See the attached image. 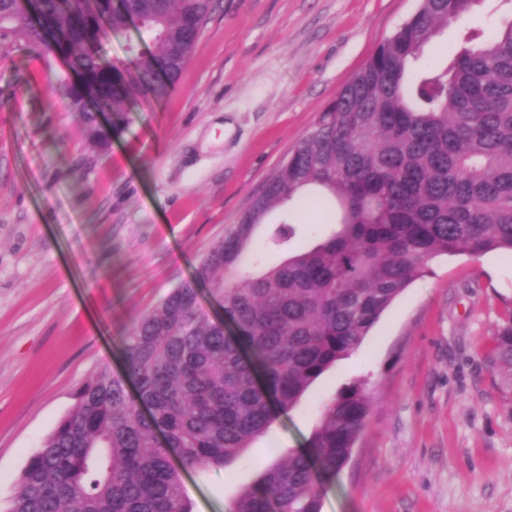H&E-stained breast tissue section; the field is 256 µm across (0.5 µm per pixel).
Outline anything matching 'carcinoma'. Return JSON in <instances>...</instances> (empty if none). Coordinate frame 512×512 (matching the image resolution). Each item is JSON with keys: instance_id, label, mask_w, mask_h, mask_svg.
<instances>
[{"instance_id": "cac0c4a2", "label": "carcinoma", "mask_w": 512, "mask_h": 512, "mask_svg": "<svg viewBox=\"0 0 512 512\" xmlns=\"http://www.w3.org/2000/svg\"><path fill=\"white\" fill-rule=\"evenodd\" d=\"M213 0H0L7 38L60 58V97L95 147L142 95L162 100L187 65ZM477 0H420L319 114L194 279L124 337L127 377L101 369L27 461L11 512H191L182 473L235 460L442 254L512 252V22L462 27L435 64L424 47ZM133 27L127 58L105 42ZM109 115L103 127L96 113ZM334 202L330 234L292 251L302 193ZM284 218L265 223L274 210ZM288 253L259 271L255 246ZM222 314L199 310L200 288ZM512 368V317L495 336ZM373 399L361 383L323 404L303 448L269 466L228 512H321Z\"/></svg>"}]
</instances>
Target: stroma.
<instances>
[{
    "label": "stroma",
    "mask_w": 512,
    "mask_h": 512,
    "mask_svg": "<svg viewBox=\"0 0 512 512\" xmlns=\"http://www.w3.org/2000/svg\"><path fill=\"white\" fill-rule=\"evenodd\" d=\"M419 0H215L171 94L134 102L108 147L55 91L58 59L0 54V512L44 438L122 340L261 193ZM512 254L433 258L362 346L240 457L185 474L225 512L304 447L323 403L373 407L322 512H512Z\"/></svg>",
    "instance_id": "35a3bbf8"
}]
</instances>
